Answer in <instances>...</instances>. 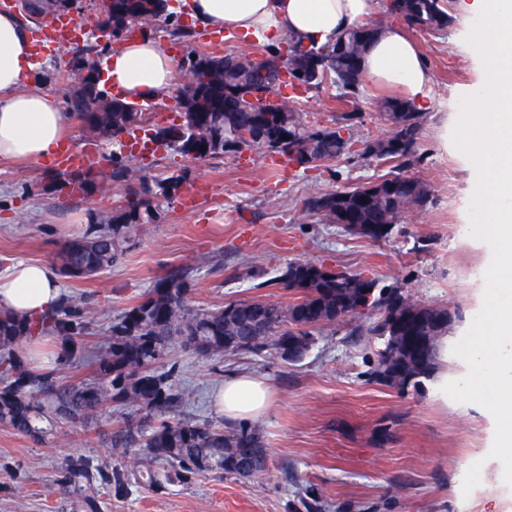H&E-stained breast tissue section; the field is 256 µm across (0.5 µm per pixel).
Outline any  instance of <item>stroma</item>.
Instances as JSON below:
<instances>
[{"instance_id": "35a3bbf8", "label": "stroma", "mask_w": 512, "mask_h": 512, "mask_svg": "<svg viewBox=\"0 0 512 512\" xmlns=\"http://www.w3.org/2000/svg\"><path fill=\"white\" fill-rule=\"evenodd\" d=\"M449 13L446 28L410 33L434 79V104L422 117L412 169L433 187L426 209L406 214L390 239L375 241L337 224L302 220L298 210L311 185L340 191L378 180L390 172V163L355 155L304 170L264 149L203 160L158 152L150 179L185 172L182 193L194 196L195 204L161 205L160 221L134 232L111 269L90 278L60 277L62 295H83L93 309L85 351L105 346L113 319L169 270L188 271L187 299L194 308L256 296L285 304L294 292L271 280L297 260L362 273L408 289L422 302L458 309L460 318L447 336L456 344L482 308L489 248L470 233L465 155L441 140L442 117L458 116L463 90L479 80L473 49L460 35L457 7ZM153 37L180 61L192 48L261 54L256 40L226 36L210 46L202 28L191 43L176 47L167 25ZM338 95L332 87L310 93L300 106L303 120L313 127L332 125L344 109ZM59 174L49 164L0 162V270L18 261H53L66 241L84 235L93 217L111 215L127 196L122 182L105 193H84L62 184ZM421 237L431 241L424 252L414 249ZM259 278L268 287L255 288ZM350 330L347 321L323 328L296 362L273 353L204 360L179 345L166 357L177 368V386L194 394L183 415L198 422L223 424L212 392L225 375L253 373L270 384L275 400L255 423L270 454L263 480L206 471L159 485L136 480L119 494L101 482L70 477L69 466L78 461L132 471V457L113 455L105 442V433L130 412L115 403L84 429L58 424L41 441L0 425V512H291L309 487L321 494L325 512H512V486L501 463L488 456L492 414L442 391L443 384L467 374L466 362L444 352L438 379L401 394L368 380L376 346ZM60 352L59 341L45 337L30 365L57 370L66 381L90 377L83 356L63 362ZM476 463L481 480L464 493V476Z\"/></svg>"}]
</instances>
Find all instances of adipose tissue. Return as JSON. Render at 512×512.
Here are the masks:
<instances>
[{"label":"adipose tissue","instance_id":"ef3b65f1","mask_svg":"<svg viewBox=\"0 0 512 512\" xmlns=\"http://www.w3.org/2000/svg\"><path fill=\"white\" fill-rule=\"evenodd\" d=\"M377 0H192V16L204 28L245 40L278 45L292 39L323 46L376 14ZM35 65L26 31L15 16L0 13V160L49 162L67 133L70 116L55 97L26 90ZM367 81L398 89L419 110L432 103V76L417 44L399 26H388L369 45L362 62ZM178 71L176 59L152 38L123 42L99 67L101 84L127 102L167 91ZM60 288L47 262H15L0 272V312L32 319L53 308ZM273 393L258 375L225 378L214 402L227 426L261 418Z\"/></svg>","mask_w":512,"mask_h":512}]
</instances>
